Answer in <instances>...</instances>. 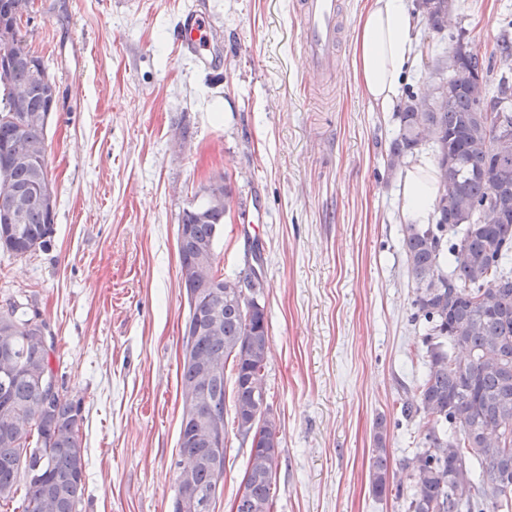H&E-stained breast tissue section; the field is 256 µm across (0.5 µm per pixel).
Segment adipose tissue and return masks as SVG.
Returning <instances> with one entry per match:
<instances>
[{
	"label": "adipose tissue",
	"mask_w": 512,
	"mask_h": 512,
	"mask_svg": "<svg viewBox=\"0 0 512 512\" xmlns=\"http://www.w3.org/2000/svg\"><path fill=\"white\" fill-rule=\"evenodd\" d=\"M414 15L406 0H371L354 38L353 69L363 95L389 111L414 55ZM434 163L421 156L404 171L406 221L425 223L437 192Z\"/></svg>",
	"instance_id": "ef3b65f1"
}]
</instances>
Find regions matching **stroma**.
<instances>
[{"label": "stroma", "instance_id": "35a3bbf8", "mask_svg": "<svg viewBox=\"0 0 512 512\" xmlns=\"http://www.w3.org/2000/svg\"><path fill=\"white\" fill-rule=\"evenodd\" d=\"M295 0H30L20 34L58 105L45 125L57 199L51 246L0 252V307L49 323L82 407L78 512H172L189 313L177 230L183 209L229 176L215 254L225 277L264 260L265 386L279 425L273 512H404L372 491L376 421L390 471L418 449L422 417L398 397L425 373L415 284L402 250V174L386 155L398 122L352 66L366 0H339L334 80L310 75ZM449 26L472 53L496 47L512 0H455ZM198 8L219 36L206 67L177 41ZM231 512L250 452L225 411Z\"/></svg>", "mask_w": 512, "mask_h": 512}]
</instances>
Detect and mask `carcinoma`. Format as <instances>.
I'll return each instance as SVG.
<instances>
[{
	"label": "carcinoma",
	"instance_id": "obj_1",
	"mask_svg": "<svg viewBox=\"0 0 512 512\" xmlns=\"http://www.w3.org/2000/svg\"><path fill=\"white\" fill-rule=\"evenodd\" d=\"M27 0H0V20H21ZM449 0H417L416 9L440 40L431 73L451 89L447 99L424 104L407 95L397 113L387 167L397 171L429 149L434 157L437 196L426 224L404 227L402 248L415 283L414 319L425 328L426 371L399 397L407 418L427 419L422 448L406 459L410 492L407 512H512V149L483 147L499 126L512 128V112L500 111L512 95L507 77L491 87L490 63L469 53L446 72L442 58L463 33H444ZM8 71L0 74V193L49 184L44 128L55 82L43 60L15 37ZM33 155L29 162L8 156ZM221 207L206 203L183 211L177 238L180 269L204 264L183 280L189 305L180 374L183 400L194 394L199 412L182 411L174 512L187 506L184 484L199 500L215 498L224 485L226 448L200 440L210 422L224 423V370L236 367L234 415L243 437L259 438L250 448L245 490L232 512H272V484L279 465L276 422L254 431L244 427L268 406L265 369L268 325L256 305L264 288L252 262L248 273L229 280L215 269L214 242L230 210L232 188L219 180ZM55 222L49 206L29 195L22 214L0 205V250L24 257L51 244ZM39 312L10 303L0 309V506L20 501L21 512H78L84 496L81 404L67 396L55 366L54 337ZM386 428L374 435L372 489L390 491ZM219 456V465L209 458Z\"/></svg>",
	"mask_w": 512,
	"mask_h": 512
}]
</instances>
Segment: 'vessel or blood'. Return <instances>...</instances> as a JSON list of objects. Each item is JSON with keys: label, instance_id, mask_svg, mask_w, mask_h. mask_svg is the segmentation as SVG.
<instances>
[{"label": "vessel or blood", "instance_id": "obj_1", "mask_svg": "<svg viewBox=\"0 0 512 512\" xmlns=\"http://www.w3.org/2000/svg\"><path fill=\"white\" fill-rule=\"evenodd\" d=\"M295 8L301 30L300 47L309 72L331 78L339 65L336 0H296ZM180 40L200 63L212 62L217 42L203 12L195 9L184 14Z\"/></svg>", "mask_w": 512, "mask_h": 512}]
</instances>
